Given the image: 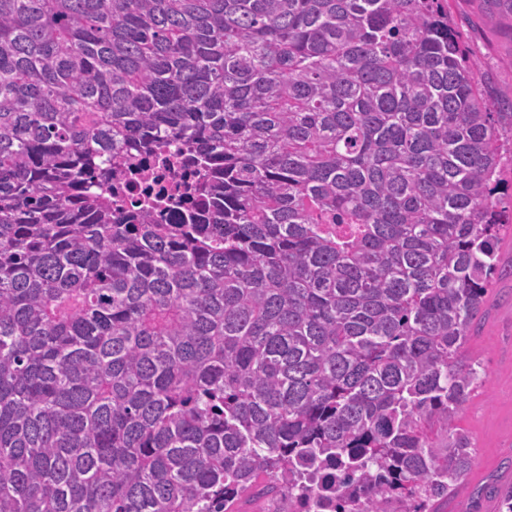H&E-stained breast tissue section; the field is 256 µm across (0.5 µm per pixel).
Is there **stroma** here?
<instances>
[{"label":"stroma","instance_id":"obj_1","mask_svg":"<svg viewBox=\"0 0 512 512\" xmlns=\"http://www.w3.org/2000/svg\"><path fill=\"white\" fill-rule=\"evenodd\" d=\"M448 13L465 35L492 97L512 100V12L489 0H448ZM502 273L487 296L488 315L466 347L485 380L461 405L457 427L469 436L473 466L465 493L450 492L439 512H498L489 484L512 487V231L499 247Z\"/></svg>","mask_w":512,"mask_h":512}]
</instances>
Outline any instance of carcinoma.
I'll list each match as a JSON object with an SVG mask.
<instances>
[{
    "instance_id": "cac0c4a2",
    "label": "carcinoma",
    "mask_w": 512,
    "mask_h": 512,
    "mask_svg": "<svg viewBox=\"0 0 512 512\" xmlns=\"http://www.w3.org/2000/svg\"><path fill=\"white\" fill-rule=\"evenodd\" d=\"M169 141L203 222L73 194ZM509 174L448 0H0V512H433Z\"/></svg>"
}]
</instances>
